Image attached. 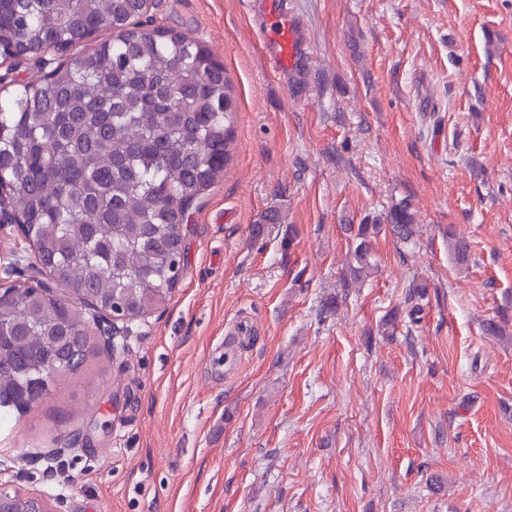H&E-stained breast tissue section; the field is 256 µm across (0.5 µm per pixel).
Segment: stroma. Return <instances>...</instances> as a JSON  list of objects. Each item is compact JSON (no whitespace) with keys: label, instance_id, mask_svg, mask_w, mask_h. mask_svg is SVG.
I'll list each match as a JSON object with an SVG mask.
<instances>
[{"label":"stroma","instance_id":"stroma-1","mask_svg":"<svg viewBox=\"0 0 512 512\" xmlns=\"http://www.w3.org/2000/svg\"><path fill=\"white\" fill-rule=\"evenodd\" d=\"M265 2L156 0L224 63L230 161L170 301L0 421V480L58 512H512V0H294L297 76ZM402 202L412 241L343 287V225ZM278 1L259 16L260 41L275 66L290 71L309 64L310 53L300 19L287 0Z\"/></svg>","mask_w":512,"mask_h":512}]
</instances>
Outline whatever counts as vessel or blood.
<instances>
[{
    "label": "vessel or blood",
    "instance_id": "b4317fda",
    "mask_svg": "<svg viewBox=\"0 0 512 512\" xmlns=\"http://www.w3.org/2000/svg\"><path fill=\"white\" fill-rule=\"evenodd\" d=\"M259 31L261 46L276 67L294 70L308 63L303 27L289 0H277L260 15Z\"/></svg>",
    "mask_w": 512,
    "mask_h": 512
}]
</instances>
